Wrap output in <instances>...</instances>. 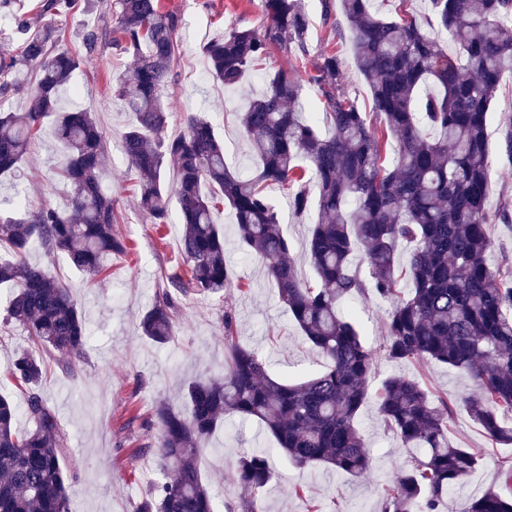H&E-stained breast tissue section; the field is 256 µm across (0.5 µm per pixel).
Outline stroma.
I'll return each mask as SVG.
<instances>
[{"label":"stroma","instance_id":"obj_1","mask_svg":"<svg viewBox=\"0 0 512 512\" xmlns=\"http://www.w3.org/2000/svg\"><path fill=\"white\" fill-rule=\"evenodd\" d=\"M165 9L182 16L177 35L179 68L169 90L167 132L179 134L187 115L206 113L224 140L228 164L243 175L256 171L257 160L239 127V114L252 91L263 85L252 76L235 89L214 81L204 57V46L234 27L256 28L264 19L261 0H162ZM310 18L308 49L317 55L336 48L346 60L345 88L359 109L368 113L374 127L383 119L374 115L370 89L357 71L348 42L336 34V22L326 19L323 0H305ZM130 58L115 49L88 56L71 87L77 100L94 115L105 134L106 164L101 182L118 211L117 233L131 242L125 254L113 255L108 269L96 281H88L65 257H56L54 272L71 290L88 326L85 355L74 374L53 369L39 392L55 410L69 437L67 474L72 486V512H131L133 504L161 480V471L149 448L157 443L151 413L157 400L174 407L185 405L182 385L202 373H221L224 365L225 313L237 321L239 342L266 358L272 376L298 382L321 370L325 358L303 336L279 301L275 285L267 279L261 259L249 258L235 248L238 228L227 206H219L214 219L224 230L227 260L237 286L224 293L180 301L178 333L173 343L161 348L140 337L139 316L152 304L164 273L179 268V209L170 204V222L154 230L139 211L134 194L135 174L121 148L131 114L115 96L117 77L127 73ZM512 129V77L504 78L492 101L487 120L489 164L492 180L491 210L512 203V161L499 150L505 129ZM65 150L44 126L32 142L18 170L0 178V214L14 215L17 191L33 204L49 202L64 206L67 187L59 175ZM290 255L302 279L313 281L306 241L316 211L296 216L288 197L280 190L270 193ZM343 314L354 316L363 341L377 350L371 390L385 377L403 375L419 380L432 392L454 398L470 393L471 381L447 365L435 361L394 363L382 356L385 342L386 304L376 298L353 296L341 305ZM372 458L364 475L351 476L317 464L298 468L276 458L275 479L263 490L268 512H381L382 490L411 457L387 434L374 402H367L358 418ZM448 439L459 448H478L482 461L468 478L445 499L446 512H466L472 498L489 487L505 488V473L512 468V445L489 440L464 408H457L448 425ZM271 437L253 423H226L214 435L210 448L199 460L216 504L237 500L240 488L234 474L241 453L272 447ZM143 456H136V449ZM303 486L296 495L295 486Z\"/></svg>","mask_w":512,"mask_h":512}]
</instances>
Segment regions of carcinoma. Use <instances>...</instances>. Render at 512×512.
<instances>
[{"instance_id":"carcinoma-1","label":"carcinoma","mask_w":512,"mask_h":512,"mask_svg":"<svg viewBox=\"0 0 512 512\" xmlns=\"http://www.w3.org/2000/svg\"><path fill=\"white\" fill-rule=\"evenodd\" d=\"M14 0H0L13 35L0 37V98L29 93L23 112L0 108V175L17 170L31 139L51 118L66 149L60 176L69 187L65 208L43 204L22 218L0 217V287L10 289L0 323L20 328L32 348L16 352L11 381L24 405L0 392V512H70L65 459L68 436L38 392L49 362L73 371L83 358L87 325L70 289L45 268L27 261L38 244L53 258L64 255L90 278L114 254L127 251L115 234L114 203L100 184L104 133L92 113L63 111L59 98L86 57L109 45L132 55V70L115 84L133 115L123 151L138 174L139 208L151 222L167 223L169 197L182 219L180 258L185 270L165 275L164 288L141 314L142 337L164 346L176 335L178 301L232 286L224 232L214 220L215 197L230 206L238 227L236 248L265 261L281 302L326 368L298 383L268 373L262 355L236 340L224 316V372L184 385L188 410L155 403L154 455L174 477L156 483L132 512H215L198 459L212 433L229 417L257 422L275 440L236 463L240 497L225 512H265L260 491L273 479L271 454L298 468L326 464L355 476L370 465L358 417L368 400L375 355L340 304L360 294L389 304L385 356L391 361L433 360L466 374L475 392L459 398L494 442L512 443V283L489 267L487 226L512 223L505 204L490 213L492 191L487 115L504 76L512 74V0H428L430 28L462 50L448 57L413 15L379 14L375 0H338L350 34L354 64L366 80L373 109L396 140V157L384 165L375 128L350 100L344 64L324 50L302 78L297 67L267 75L261 91L240 112L243 135L259 161L255 177L228 168L224 147L202 115L186 118L183 131L167 135L164 98L175 81L181 16L161 0H115L112 24L88 29L74 47L63 45L59 18L77 0H38L33 17L16 15ZM265 23L234 29L205 47L210 76L237 87L259 70L274 49L308 54L309 18L303 0H261ZM317 86L324 101L323 135L303 99V83ZM436 92L418 100L421 85ZM437 136L427 137L425 128ZM304 156L312 180L298 172ZM175 165L171 181L167 164ZM208 185L211 192L202 191ZM284 187L302 217L316 200L318 223L306 251L316 284L303 282L288 256L268 190ZM316 197H311V194ZM409 248L400 267L398 251ZM360 253L362 266L351 262ZM407 276L411 289L401 288ZM385 429L402 447L416 450L383 493L382 512H440L448 491L478 465L473 448L448 440L455 402L432 396L417 381L386 378L376 394ZM26 416L30 426L20 425ZM466 512H512V494L492 487L472 499Z\"/></svg>"}]
</instances>
